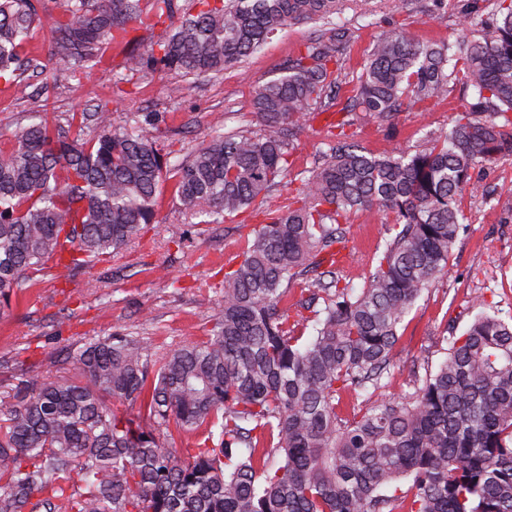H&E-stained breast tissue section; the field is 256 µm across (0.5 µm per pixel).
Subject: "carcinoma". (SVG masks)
Returning <instances> with one entry per match:
<instances>
[{
    "instance_id": "carcinoma-1",
    "label": "carcinoma",
    "mask_w": 512,
    "mask_h": 512,
    "mask_svg": "<svg viewBox=\"0 0 512 512\" xmlns=\"http://www.w3.org/2000/svg\"><path fill=\"white\" fill-rule=\"evenodd\" d=\"M356 0H0V79L24 94L22 49L37 29L51 59L89 76L124 44L121 69L217 73L296 22L330 21ZM160 26L144 50L128 26ZM461 25L479 40L420 42L385 30L336 108L347 31L305 44L252 100L262 131L212 137L169 169L133 124L112 112L34 122L0 148V302L34 275H72L156 223V195L175 178L182 209L233 223L257 200L224 261V291L204 340L156 356L133 336L72 349L78 376L24 375L0 391V512H512V320L483 297L413 392L387 399L399 328L448 270L463 194L484 195L481 162L512 156V0L490 16L469 0ZM470 92L447 134L413 152L359 149L354 112H398ZM325 161L285 205L268 200L294 137L325 113ZM93 127L82 137L77 130ZM394 215L377 265L357 290L336 271L353 256L348 217ZM311 334H305L306 329ZM357 400L338 411L342 396ZM115 398L146 415L120 416ZM196 436L179 455L172 429Z\"/></svg>"
}]
</instances>
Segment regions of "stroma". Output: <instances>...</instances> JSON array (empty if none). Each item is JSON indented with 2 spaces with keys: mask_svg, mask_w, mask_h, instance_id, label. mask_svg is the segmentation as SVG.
I'll return each mask as SVG.
<instances>
[{
  "mask_svg": "<svg viewBox=\"0 0 512 512\" xmlns=\"http://www.w3.org/2000/svg\"><path fill=\"white\" fill-rule=\"evenodd\" d=\"M468 0H369L367 8L353 5L340 17L350 30L345 71L338 103L352 95L367 54L381 31L403 29L410 37L452 42L463 37L460 17ZM322 23L291 25L272 36L246 61L217 74L178 79L152 70L115 83L110 69L90 77L65 68L49 69L51 34L37 31L24 51L34 65L24 73L27 97L0 80V146L10 145L15 133L32 117L54 123L59 115L91 112L107 105L114 129L130 117L149 115L146 126L168 165L186 161L208 143L213 131L258 130L251 112L259 84L279 76L297 50L322 33ZM181 82L180 98L167 87ZM463 92L448 90L445 101L426 111H405L388 123L362 114L351 117L347 132L361 149L379 153L391 147L420 148L445 134L462 105ZM293 165L272 192L275 202L287 203L300 185V174L320 162L325 151L321 123L305 128L294 141ZM474 176L486 196L463 197L465 229L452 251L449 270L425 290L401 329L393 377L387 396L411 392V375L436 367L446 356L447 327L463 331L471 322L473 300L485 297L512 315V157L479 164ZM172 182H165L157 199L156 223L111 258L66 280L51 273L37 275L31 288L0 309V385L13 386L24 372L51 371L60 379L75 377L64 359L67 346L91 337L115 333L135 336L151 351L162 354L184 342L208 336L224 288V256L241 248L239 232L230 224H199L179 206ZM392 214L374 209L351 214L348 236L356 246L342 273L354 288H362L383 247ZM187 229L185 247L170 241L175 226Z\"/></svg>",
  "mask_w": 512,
  "mask_h": 512,
  "instance_id": "1",
  "label": "stroma"
}]
</instances>
